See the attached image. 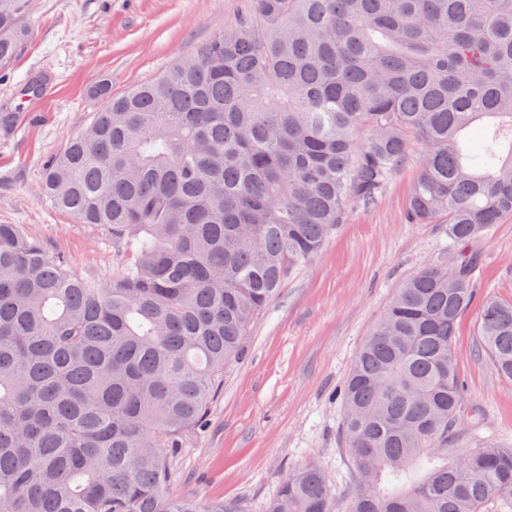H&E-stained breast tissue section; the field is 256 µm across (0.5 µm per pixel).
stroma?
I'll return each mask as SVG.
<instances>
[{"mask_svg": "<svg viewBox=\"0 0 512 512\" xmlns=\"http://www.w3.org/2000/svg\"><path fill=\"white\" fill-rule=\"evenodd\" d=\"M24 2L25 35L0 66V113L29 107L23 122L0 129V224L20 225L73 274L106 285L121 272L127 251L106 226L80 223L43 196V164L101 108L92 85L106 82L118 95L162 75L234 23L248 0ZM34 81L40 90L26 94ZM418 160L411 154L373 204L352 208L255 319L205 419L178 442L172 493L263 512L289 474L314 465L338 508L346 507L353 470L341 438V388L397 289L453 258L447 225L405 221ZM472 250L478 302H512V217L493 225ZM478 302L463 315L454 342L469 407L459 445H512V380L499 376L481 349Z\"/></svg>", "mask_w": 512, "mask_h": 512, "instance_id": "35a3bbf8", "label": "stroma"}]
</instances>
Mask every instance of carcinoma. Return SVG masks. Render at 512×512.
Listing matches in <instances>:
<instances>
[{"mask_svg": "<svg viewBox=\"0 0 512 512\" xmlns=\"http://www.w3.org/2000/svg\"><path fill=\"white\" fill-rule=\"evenodd\" d=\"M0 0V62L22 36ZM104 98L43 166L42 191L129 249L102 286L0 224V512H241L168 490L255 318L420 146L409 224L458 254L409 278L341 391L346 512H482L512 447L455 448L453 343L472 242L512 215V0H251L153 81ZM479 336L512 378V305ZM266 512H337L305 466Z\"/></svg>", "mask_w": 512, "mask_h": 512, "instance_id": "carcinoma-1", "label": "carcinoma"}]
</instances>
